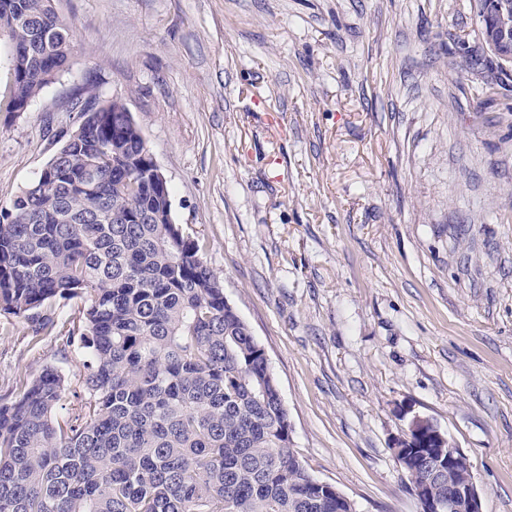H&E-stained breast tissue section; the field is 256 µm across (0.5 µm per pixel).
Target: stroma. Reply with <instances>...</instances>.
<instances>
[{
	"label": "stroma",
	"mask_w": 512,
	"mask_h": 512,
	"mask_svg": "<svg viewBox=\"0 0 512 512\" xmlns=\"http://www.w3.org/2000/svg\"><path fill=\"white\" fill-rule=\"evenodd\" d=\"M69 70L6 111L0 207L35 180L85 86L123 100L175 220L264 348L291 448L356 512H419L393 446L412 416L512 512V66L462 70L469 0H55ZM491 83L492 98L476 95ZM81 300L31 343L0 315V398L61 354Z\"/></svg>",
	"instance_id": "stroma-1"
}]
</instances>
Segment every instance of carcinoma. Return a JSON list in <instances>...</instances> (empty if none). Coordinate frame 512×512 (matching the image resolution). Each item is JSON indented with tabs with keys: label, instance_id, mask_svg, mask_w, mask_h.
Listing matches in <instances>:
<instances>
[{
	"label": "carcinoma",
	"instance_id": "cac0c4a2",
	"mask_svg": "<svg viewBox=\"0 0 512 512\" xmlns=\"http://www.w3.org/2000/svg\"><path fill=\"white\" fill-rule=\"evenodd\" d=\"M1 35L29 50L11 56L22 103L74 55L55 0H0ZM76 100L75 139L0 210V315L37 342L57 301L87 296L63 350L84 355L83 394L58 417L67 380L46 365L0 400V512H356L292 452L265 350L176 224L125 103L94 86ZM426 455L448 449L398 454L415 487ZM431 494L448 502V472Z\"/></svg>",
	"mask_w": 512,
	"mask_h": 512
}]
</instances>
